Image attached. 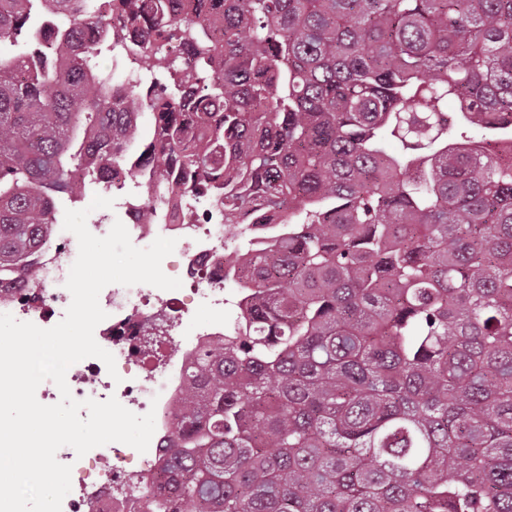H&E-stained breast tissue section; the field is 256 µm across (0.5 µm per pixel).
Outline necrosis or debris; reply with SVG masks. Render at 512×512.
<instances>
[{"label":"necrosis or debris","mask_w":512,"mask_h":512,"mask_svg":"<svg viewBox=\"0 0 512 512\" xmlns=\"http://www.w3.org/2000/svg\"><path fill=\"white\" fill-rule=\"evenodd\" d=\"M126 24L125 13L112 12L109 30L85 29L73 52L105 38L107 32L123 31L127 43L121 63L137 69L146 42L142 31H126ZM148 143L145 137L131 142L136 170L106 167L102 176L135 246L148 247L160 236L176 240V273L182 287L176 293L138 285L102 289L99 303L107 317L95 328L94 338L113 354L117 373L109 375L105 364L91 357L73 364L66 381L75 399L103 401L113 396L136 414L154 412L155 432L142 454L123 443L99 446L81 457L71 447L60 448L58 461L72 467L62 512H141L145 497L167 491L171 476L163 459L177 438V404L187 388L193 358L201 347L222 343L225 324L238 318L245 306L247 291L236 286L237 271L227 263L235 253L234 239L213 212L209 195L194 193L193 176L179 158H171L166 166L169 187L181 194L179 205L154 210V221H145L143 214L153 210L152 202L139 188L155 171ZM77 255L76 236L54 225L45 246L33 256L36 280L0 288V313L41 328L57 324L71 303L65 283ZM199 307L208 309L211 319L186 330Z\"/></svg>","instance_id":"4bbe7bcc"}]
</instances>
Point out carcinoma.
Segmentation results:
<instances>
[{
    "label": "carcinoma",
    "mask_w": 512,
    "mask_h": 512,
    "mask_svg": "<svg viewBox=\"0 0 512 512\" xmlns=\"http://www.w3.org/2000/svg\"><path fill=\"white\" fill-rule=\"evenodd\" d=\"M31 0H0V280L64 220L146 106L154 161L224 178V223L283 224L244 252L251 306L197 357L149 512H512V0H185L197 112L171 115L167 0L137 75L98 99L107 38L28 79ZM67 38L109 26L85 0ZM456 103L453 112L448 102Z\"/></svg>",
    "instance_id": "1"
}]
</instances>
